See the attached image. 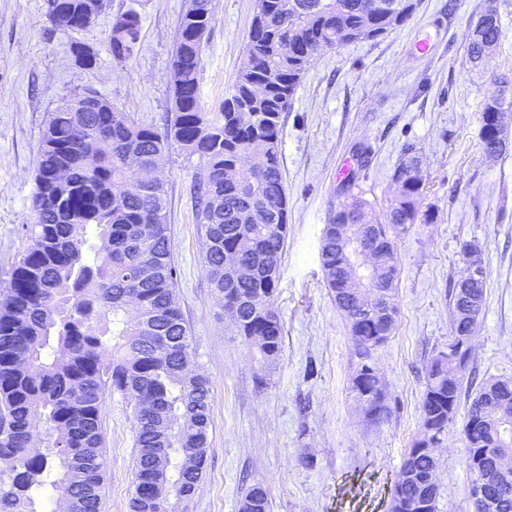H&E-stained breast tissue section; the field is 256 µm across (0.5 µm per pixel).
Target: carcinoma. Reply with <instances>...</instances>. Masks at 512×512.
Returning a JSON list of instances; mask_svg holds the SVG:
<instances>
[{"label":"carcinoma","mask_w":512,"mask_h":512,"mask_svg":"<svg viewBox=\"0 0 512 512\" xmlns=\"http://www.w3.org/2000/svg\"><path fill=\"white\" fill-rule=\"evenodd\" d=\"M419 0H255L245 54L236 80L216 112L200 95L205 44L198 31L211 27L216 0H192L183 9L170 57L174 73L165 131L137 122L93 88L65 95L48 114L31 197L30 244L0 287V512H38L37 495L49 490L69 512H101L108 460L102 418L106 400L119 393L134 425L131 512H189L203 480L213 426L212 386L197 365L191 329L177 300L171 247L168 186L139 180V171L161 167L171 145L197 157L202 168L192 194L196 222L205 231L204 267L223 309L237 315V335L264 365L278 364L283 328L275 294L288 234V197L281 169L282 114L317 56L361 39L374 40L403 27ZM106 0H60L44 11L55 31L70 18L81 31L105 11ZM140 13L112 16V59L132 60L141 44ZM502 39L500 23L468 35L466 60L486 74ZM78 66L97 54L70 44ZM512 110V95L484 96L483 152H506L494 113ZM423 154L401 150L390 181L394 194L374 218L371 238L398 243L415 224H429L422 209ZM354 175L341 183L344 201L331 211L320 240L325 284L347 321L359 362L351 389L365 416L390 413L388 395L371 363L397 323L380 313L357 311L348 296L360 287L332 224L370 210L354 193ZM235 262L237 274L225 265ZM487 279L470 288L449 285L452 335L474 333ZM440 350L426 369L420 430L407 449L389 512L412 502L436 512L439 459L433 452L455 421L464 385L478 384L462 434L472 482L484 495L470 512H512V447L496 430L473 432L470 420L512 403V380H477ZM432 450H419L425 440ZM239 512H270L267 486L243 488Z\"/></svg>","instance_id":"carcinoma-1"}]
</instances>
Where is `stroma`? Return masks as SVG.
<instances>
[{
    "label": "stroma",
    "mask_w": 512,
    "mask_h": 512,
    "mask_svg": "<svg viewBox=\"0 0 512 512\" xmlns=\"http://www.w3.org/2000/svg\"><path fill=\"white\" fill-rule=\"evenodd\" d=\"M486 0H420L415 16L388 36L330 50L304 74L282 116L288 244L275 308L284 347L266 385L249 346L213 297L204 270L206 239L190 186L197 159L172 148L160 176L170 192L177 298L197 363L212 384L214 425L206 472L191 512H238L243 481L269 487L271 512H388L390 488L419 431L430 359L451 334L448 285L464 273L460 250L485 249L488 283L471 365L479 378L512 377V117L507 150H481V103L492 85L465 61L468 25ZM184 0H111L79 38L97 54L75 65L69 35L52 30L42 0H0V281L24 255L30 201L46 116L62 97L97 89L140 123L163 128L171 105L169 59ZM142 16V47L115 63L107 35L117 11ZM253 0H219L200 75L215 108L240 67ZM429 38L431 54L415 52ZM421 148L429 179L424 206L434 219L398 244V324L372 360L391 413L366 420L351 390L356 359L348 325L325 286L320 238L340 198L344 167L374 204L391 192L405 143ZM456 416L438 455L437 512H468L471 478ZM108 470L102 512H130L134 418L120 395L102 424Z\"/></svg>",
    "instance_id": "stroma-1"
}]
</instances>
